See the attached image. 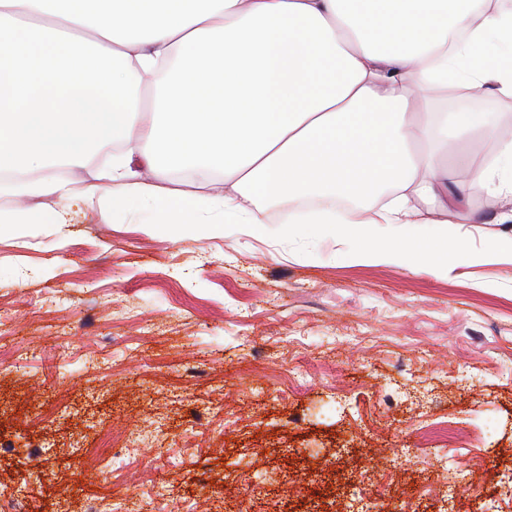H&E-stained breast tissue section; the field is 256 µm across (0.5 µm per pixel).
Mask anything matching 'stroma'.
<instances>
[{
    "instance_id": "35a3bbf8",
    "label": "stroma",
    "mask_w": 512,
    "mask_h": 512,
    "mask_svg": "<svg viewBox=\"0 0 512 512\" xmlns=\"http://www.w3.org/2000/svg\"><path fill=\"white\" fill-rule=\"evenodd\" d=\"M154 220L0 236V512H512V265Z\"/></svg>"
}]
</instances>
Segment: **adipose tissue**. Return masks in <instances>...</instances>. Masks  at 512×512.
Returning <instances> with one entry per match:
<instances>
[{
  "mask_svg": "<svg viewBox=\"0 0 512 512\" xmlns=\"http://www.w3.org/2000/svg\"><path fill=\"white\" fill-rule=\"evenodd\" d=\"M152 79L159 93L144 105ZM512 100V9L501 0H0V229L64 223L6 200L71 199L56 168L122 146L97 178L103 212L138 205L174 229L207 224L266 235L329 224L337 244L370 237L357 264H512V233L472 248V217L449 205L458 177L504 199L512 222V128L444 112L433 93ZM492 161L437 156L473 132ZM189 173L211 188H171ZM425 197L431 209L413 204ZM450 233L406 238L409 224Z\"/></svg>",
  "mask_w": 512,
  "mask_h": 512,
  "instance_id": "adipose-tissue-1",
  "label": "adipose tissue"
}]
</instances>
